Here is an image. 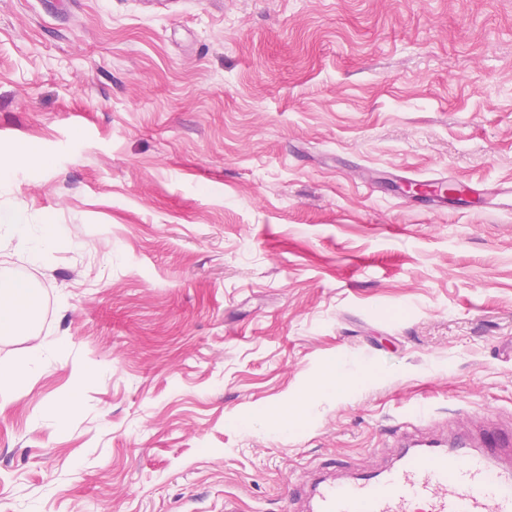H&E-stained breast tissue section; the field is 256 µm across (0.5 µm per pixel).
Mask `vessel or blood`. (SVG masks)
Returning a JSON list of instances; mask_svg holds the SVG:
<instances>
[{"label": "vessel or blood", "instance_id": "1", "mask_svg": "<svg viewBox=\"0 0 512 512\" xmlns=\"http://www.w3.org/2000/svg\"><path fill=\"white\" fill-rule=\"evenodd\" d=\"M310 512H512V423L492 416L443 439L402 441L397 464L364 476L323 479Z\"/></svg>", "mask_w": 512, "mask_h": 512}]
</instances>
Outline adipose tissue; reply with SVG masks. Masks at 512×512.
Returning <instances> with one entry per match:
<instances>
[{
    "mask_svg": "<svg viewBox=\"0 0 512 512\" xmlns=\"http://www.w3.org/2000/svg\"><path fill=\"white\" fill-rule=\"evenodd\" d=\"M43 301L38 289L27 280L0 272V340L28 341L27 358L16 363L0 360V397L19 396L30 373L45 365L44 346L39 340Z\"/></svg>",
    "mask_w": 512,
    "mask_h": 512,
    "instance_id": "obj_1",
    "label": "adipose tissue"
}]
</instances>
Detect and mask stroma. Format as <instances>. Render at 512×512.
<instances>
[{"label": "stroma", "mask_w": 512, "mask_h": 512, "mask_svg": "<svg viewBox=\"0 0 512 512\" xmlns=\"http://www.w3.org/2000/svg\"><path fill=\"white\" fill-rule=\"evenodd\" d=\"M18 152L0 214L61 244L0 254L52 351L0 399V512H300L418 403L512 420V0H0ZM436 181L492 206L401 190ZM368 377V369L357 367L354 370L343 368L332 370L322 377L314 387L315 391L325 389L336 390V392H345L354 390L363 385Z\"/></svg>", "instance_id": "35a3bbf8"}]
</instances>
